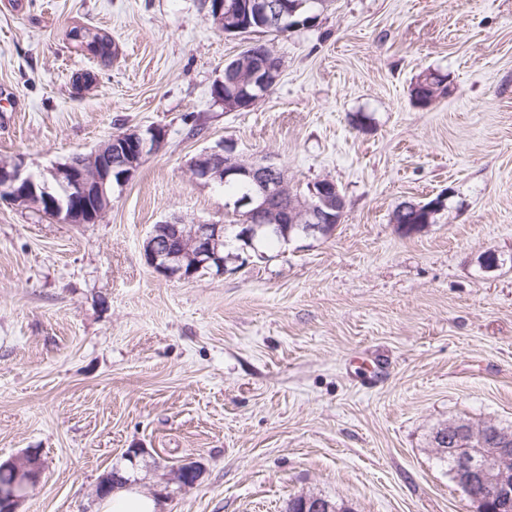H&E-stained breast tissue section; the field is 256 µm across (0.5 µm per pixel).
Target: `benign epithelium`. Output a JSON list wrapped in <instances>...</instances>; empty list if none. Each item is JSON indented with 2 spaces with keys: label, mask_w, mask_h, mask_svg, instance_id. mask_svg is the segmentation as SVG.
<instances>
[{
  "label": "benign epithelium",
  "mask_w": 512,
  "mask_h": 512,
  "mask_svg": "<svg viewBox=\"0 0 512 512\" xmlns=\"http://www.w3.org/2000/svg\"><path fill=\"white\" fill-rule=\"evenodd\" d=\"M265 27L277 28L288 13V0H278L281 11L268 13L269 0H259ZM216 28L226 34H242L247 29L231 12H224V0H215L209 13ZM283 64L276 67L262 61L249 48L227 69L229 80L251 86L261 97L274 88ZM166 132L158 126L130 129L113 135L88 154H78L34 175L24 172L20 159H0V197L17 206L35 207L55 216L64 224H93L111 206L110 190L128 183L144 160L163 149ZM194 178L208 185H222L227 178H238L240 191L224 199L227 223L237 229L241 250L256 249L264 236L283 237L291 242L311 237H328L336 229L337 215L344 212L346 198L337 183L320 178L306 187L294 188L285 168L270 159L245 160L230 146L222 144L205 150L190 163ZM63 189L65 196L51 193V186ZM144 252L146 261L168 279L192 281L211 273H224V225L210 222L187 224L170 218L152 229ZM459 437L468 443L462 453L448 449L453 456L457 482L467 498L480 510L512 499V439L505 438L498 448L483 447L482 434L461 428ZM0 469L13 474L12 483L0 487L4 512H18L20 504L40 483L45 471L41 455L25 451ZM173 479L183 486L195 484L200 465L184 460L172 469Z\"/></svg>",
  "instance_id": "1"
}]
</instances>
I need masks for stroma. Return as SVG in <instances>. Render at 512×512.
Masks as SVG:
<instances>
[{
  "mask_svg": "<svg viewBox=\"0 0 512 512\" xmlns=\"http://www.w3.org/2000/svg\"><path fill=\"white\" fill-rule=\"evenodd\" d=\"M76 26L107 32L100 62ZM275 89L225 111L212 95L249 36L202 0L0 4V157L38 173L112 135L167 143L95 224L0 199V461L46 469L19 512H99L96 486L140 449L161 512H284L314 494L351 512H477L432 435L512 426V0H331L262 37ZM445 75L426 108L410 87ZM95 82L74 85L77 74ZM273 158L294 185L336 181L334 233L224 274L172 281L146 262L155 224L223 223L191 160L218 143ZM445 195L405 236L392 213ZM202 473L178 487L171 470ZM210 1L215 2H213L212 12L209 13L208 17L211 18L213 24L220 32L229 36L242 34L248 31V29L238 23V19L232 12L224 14V0H207V4Z\"/></svg>",
  "mask_w": 512,
  "mask_h": 512,
  "instance_id": "stroma-1",
  "label": "stroma"
}]
</instances>
